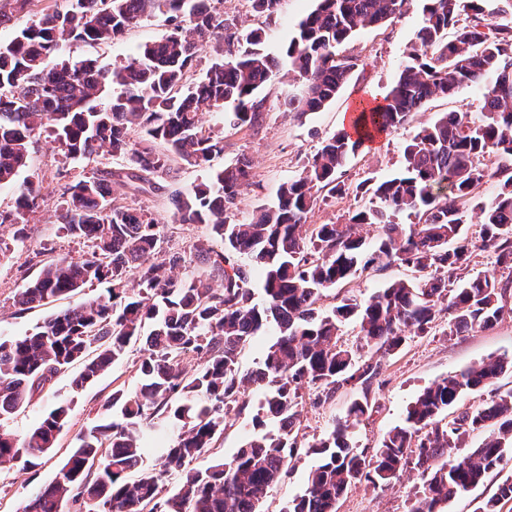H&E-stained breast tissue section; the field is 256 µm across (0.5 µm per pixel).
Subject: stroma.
I'll return each instance as SVG.
<instances>
[{"instance_id":"obj_1","label":"stroma","mask_w":512,"mask_h":512,"mask_svg":"<svg viewBox=\"0 0 512 512\" xmlns=\"http://www.w3.org/2000/svg\"><path fill=\"white\" fill-rule=\"evenodd\" d=\"M316 5L315 0H281L280 9L271 18L255 16L249 0H223L221 9L226 19L242 26L264 29L267 47L280 54L287 46L298 21ZM422 5L420 0L386 27L364 31L342 45L343 54L359 58L361 66L324 109L303 117L284 111L281 101L289 90L287 82H274L265 91V111L258 127L230 125L223 111L203 113L204 129L222 134L224 152L212 159L206 167L172 166L169 174L153 179L152 188L138 191L134 186L117 181L112 193L122 205L137 208L155 217L165 237L167 250L190 254L196 244L202 243L213 250H223L224 244L209 225L180 224L173 214L175 204L171 192L188 190L207 180L210 172L242 159L249 161L252 179L244 189L230 221H248L255 208L275 202L279 186L299 175L304 165L317 151L321 141L343 129L344 119L352 112L360 98L382 100L405 62L419 27ZM171 30L165 17L156 16L138 24L125 36L104 45H77L76 54L97 59L109 68L136 53L144 43L162 38ZM479 104L477 89L465 87L451 97H436L428 101L419 112L413 113L402 127L366 146L341 173L350 186L366 179H382L399 173L403 168L402 146L415 128L442 112L473 109ZM32 170L45 178L63 173L66 179L91 174L93 167L122 168V160L105 156L97 164L63 158L53 148L46 135H38L33 143ZM368 198L347 194L331 196L320 192L315 209L309 214L312 224L345 223L351 213L368 205ZM58 200L49 196L32 214L26 226L25 238H18L10 225L0 226V243L7 245V259L0 261V339H11L28 334L49 314L42 306L17 312L14 294L24 281L34 278L44 260L58 257H79L84 254V240L63 234L57 222ZM409 269L392 266L381 272H364L353 278L343 290H329L321 300L322 306L335 303L337 295L344 294L368 299L378 288L390 280H407ZM140 342H131L124 357L106 373L85 388L80 395H72V372L56 376L41 393L35 394L26 408L16 413L9 425L16 433H24L35 425L58 400L73 399V410L68 424L59 434L53 456L39 460L30 467L16 462L0 470V512H18L30 495L48 486L55 478L62 461L77 443V438L92 425L112 418L107 402L118 389H132L138 384L136 364L141 355ZM364 361L377 365L379 375L369 392L360 386L347 385L321 404H314V391L303 390V413L299 430L302 443L318 439L334 420L343 417L353 400L368 395L373 407L371 417L361 425L355 435L358 448L374 453L383 434L399 424L407 407L419 393L434 381L459 373L490 357L512 359V315L504 316L494 328L472 332L463 336L448 333L447 323L433 329L429 335L410 337L404 346L392 354L363 350ZM264 399L262 390L250 389L248 405L241 412L230 415L229 424L210 453L193 461L196 469L208 467L213 458L231 459L246 437L253 432L252 418ZM316 461L315 456L300 454L293 470L270 492L262 505V512H282L290 500L303 492L307 474ZM419 481L415 472L403 474L399 480L385 487H374L362 482L347 493L338 504L337 512H407Z\"/></svg>"}]
</instances>
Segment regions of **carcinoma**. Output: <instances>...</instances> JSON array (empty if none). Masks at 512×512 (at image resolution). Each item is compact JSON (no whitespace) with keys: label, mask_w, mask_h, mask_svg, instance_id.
Here are the masks:
<instances>
[{"label":"carcinoma","mask_w":512,"mask_h":512,"mask_svg":"<svg viewBox=\"0 0 512 512\" xmlns=\"http://www.w3.org/2000/svg\"><path fill=\"white\" fill-rule=\"evenodd\" d=\"M39 2L0 0V26L29 17L0 46V187H15L0 225L24 223L56 193L61 229L90 245L77 259L45 262L17 289L14 306L21 313L96 282L108 288L54 311L29 334L0 340V468L54 452L70 402H57L22 435L7 421L60 372L81 364L70 384L78 394L119 361L131 341L143 348L137 387L118 389L109 401L119 418L79 436L55 480L22 512H70L71 502L79 504L76 512H261L305 447L317 462L304 492L283 512H336L337 501L357 483L382 486L406 471L421 480L408 512H445L448 502L483 484L512 455V388L496 386L512 371V359L489 358L425 387L370 456L354 436L371 416L368 393L376 376L360 363L363 349L394 353L408 336L429 334L443 312L457 336L491 329L512 314V0H425L416 44L383 100H360L354 133L324 138L301 174L279 187L277 201L258 206L249 222L227 221L249 181L245 160L212 171L189 191H173L179 223L209 224L224 241L214 258L196 246L195 261L210 272L191 280L179 277L187 260L164 250L157 221L111 199L112 171L97 169L51 188L40 177L20 179L32 168L36 132L51 129L67 158L93 162L107 153L123 160L131 181L148 183L173 160L201 166L224 153V137L203 130L199 112L231 104L230 124L252 126L263 116V89L284 78L299 85L283 98L285 111L298 117L320 111L357 67V58L340 54V46L392 21L412 0H317L282 60L266 48L263 30L229 25L205 0H68L62 9H40ZM159 14L174 22L172 31L119 66L106 70L71 51L80 43H110ZM201 52L211 53V64L189 85L188 68ZM463 86L478 89L480 108L445 113L419 127L404 144L401 172L355 187L370 196V205L344 224L306 223L319 190L349 193L338 174L374 132L404 125L428 100L451 97ZM136 128L145 133L139 143L129 138ZM157 140L166 151L152 147ZM489 179L498 191L485 199L479 189ZM403 214L416 222L401 223ZM474 216L480 250L495 261L465 278L459 272L472 261L467 224ZM368 226L379 230L372 245L363 236ZM393 265L415 276L388 282L362 302L345 296L328 310L318 307L326 289ZM351 321L358 327L355 346L342 339ZM270 326L276 337L261 367L240 373L242 348ZM189 354L196 359L190 371L184 365ZM354 382L363 398L311 445L299 442L301 391L319 390L321 402ZM254 385L265 389L253 418L259 432L232 461L190 468L214 447L230 413L247 406ZM486 388L482 405L457 408L466 393ZM161 411L177 434L156 472L144 466V431ZM476 433L482 442L468 446ZM167 477L177 487L162 497L159 485ZM511 501L507 479L475 512H501Z\"/></svg>","instance_id":"1"}]
</instances>
